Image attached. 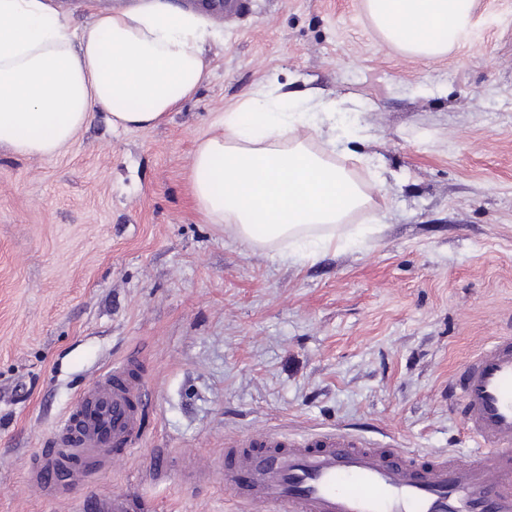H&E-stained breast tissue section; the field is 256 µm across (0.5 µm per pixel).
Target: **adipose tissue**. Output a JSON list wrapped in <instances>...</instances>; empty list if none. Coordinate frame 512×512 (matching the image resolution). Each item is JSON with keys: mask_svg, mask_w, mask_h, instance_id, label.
Returning a JSON list of instances; mask_svg holds the SVG:
<instances>
[{"mask_svg": "<svg viewBox=\"0 0 512 512\" xmlns=\"http://www.w3.org/2000/svg\"><path fill=\"white\" fill-rule=\"evenodd\" d=\"M474 0H364L383 41L434 60L463 40ZM72 25L53 0H0V151L58 155L94 113L113 127L155 126L209 75L217 32L178 0H131L125 8L80 4ZM328 127L330 149L350 127L314 100L252 96L211 124L191 162L193 196L204 216L282 260L303 264L339 248L337 228L368 205L364 185L312 146Z\"/></svg>", "mask_w": 512, "mask_h": 512, "instance_id": "ef3b65f1", "label": "adipose tissue"}]
</instances>
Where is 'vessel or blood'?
Returning a JSON list of instances; mask_svg holds the SVG:
<instances>
[{
  "label": "vessel or blood",
  "mask_w": 512,
  "mask_h": 512,
  "mask_svg": "<svg viewBox=\"0 0 512 512\" xmlns=\"http://www.w3.org/2000/svg\"><path fill=\"white\" fill-rule=\"evenodd\" d=\"M131 354L98 376L58 421L54 452L28 482L47 491L48 472L66 481L123 463L142 437L149 397ZM473 449L416 454L379 447L342 429L293 440L266 429L228 443L221 466L189 454L192 483L220 479L242 512H512V336L490 338L449 379ZM137 485L79 501L76 512H149Z\"/></svg>",
  "instance_id": "obj_1"
}]
</instances>
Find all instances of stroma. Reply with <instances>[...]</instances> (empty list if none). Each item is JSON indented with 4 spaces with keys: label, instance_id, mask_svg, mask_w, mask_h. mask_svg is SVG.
Here are the masks:
<instances>
[{
    "label": "stroma",
    "instance_id": "stroma-1",
    "mask_svg": "<svg viewBox=\"0 0 512 512\" xmlns=\"http://www.w3.org/2000/svg\"><path fill=\"white\" fill-rule=\"evenodd\" d=\"M214 24L209 76L165 123L98 112L55 157L0 153V512H74L133 479L153 512H240L221 482L183 485L185 456L221 461L259 428L470 449L449 375L512 335V0H476L432 61L388 49L363 0H234ZM258 92L315 96L360 134L336 161L371 202L305 266L191 197L197 142ZM136 351L140 444L83 486L32 490L74 397Z\"/></svg>",
    "mask_w": 512,
    "mask_h": 512
}]
</instances>
